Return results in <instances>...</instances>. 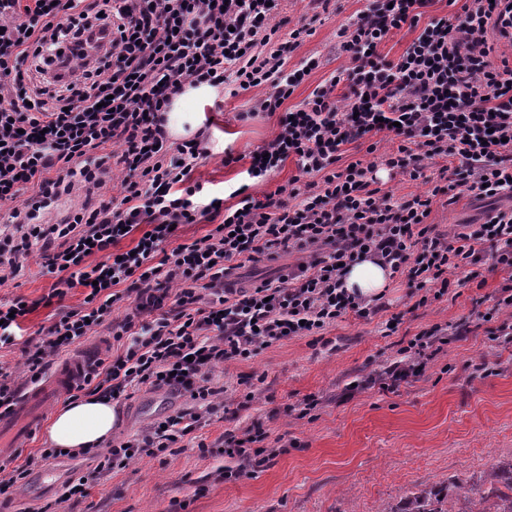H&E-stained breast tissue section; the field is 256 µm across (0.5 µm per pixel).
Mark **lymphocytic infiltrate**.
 Listing matches in <instances>:
<instances>
[{"instance_id":"f902f5d3","label":"lymphocytic infiltrate","mask_w":512,"mask_h":512,"mask_svg":"<svg viewBox=\"0 0 512 512\" xmlns=\"http://www.w3.org/2000/svg\"><path fill=\"white\" fill-rule=\"evenodd\" d=\"M278 0H0V268L39 253L58 280L40 302L0 304V347L14 344L37 306L85 288L82 304L58 314L26 341V380L39 382L60 354L75 351L112 310L134 311L112 339L115 353L85 378L93 393L130 398L143 386L186 393L192 408L110 446L84 483L174 447L213 412L223 388L212 373L230 361L313 336L347 314L382 306L347 292L344 266L374 255L418 292L447 294L452 276L479 263L485 247L512 275V208L482 224L440 232L428 217L435 197L459 190L477 199L512 197V0H463L454 15L425 17L431 0H371L345 25L347 63L291 111L284 103L316 70L289 58L314 33L303 24L280 36ZM418 35L394 60L379 51L404 27ZM267 86L249 116L278 114L279 130L251 155L249 176L264 178L295 160L304 186L287 198L242 195L232 206L202 198L191 179L209 154L204 134L181 141L166 130L172 98L186 85ZM397 139L379 162L343 163L346 146L369 134ZM452 159L446 185L396 200L377 171L413 180L427 163ZM118 179L119 196L95 198ZM88 195L57 224L42 216L75 187ZM212 222L207 234L173 250L177 227ZM140 230L132 250L127 232ZM296 253L286 274L250 288L225 277L232 263ZM444 342L442 326L422 330L400 361L367 385L397 392ZM257 426L225 431L238 473L271 458Z\"/></svg>"}]
</instances>
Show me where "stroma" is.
Masks as SVG:
<instances>
[{
    "label": "stroma",
    "instance_id": "obj_1",
    "mask_svg": "<svg viewBox=\"0 0 512 512\" xmlns=\"http://www.w3.org/2000/svg\"><path fill=\"white\" fill-rule=\"evenodd\" d=\"M369 0H281L280 17L289 25L313 20L315 32L293 53L297 67L316 57L321 64L296 88L288 106L304 101L315 86L347 59L338 49L339 30L364 10ZM264 87L231 94L222 90L205 109L209 136L223 139L222 152L192 173L193 180L223 190L233 205V190L246 187L260 197L289 192L298 174L294 160L264 181L249 178L252 152L278 131L277 116L240 121ZM235 161L225 164V152ZM493 202L474 201L463 193L455 201L434 198L429 223L445 232L454 224H480ZM468 283L450 285L444 297L416 305L407 278L391 276L384 309L368 319L347 315L315 336H302L263 351L247 362L230 361L213 373L223 387L225 404L243 391L240 378H259V395L239 411L234 425L261 426L267 446L278 453L256 476L226 479L235 460L225 457L217 441L229 425L216 411L180 446L146 457L129 468L108 473L87 489L85 497L63 504L61 512H380L422 484L460 483L459 495L497 461L512 456V343L497 344L484 334L481 314L492 311L504 284L491 257L473 268ZM56 280L37 257L22 262L20 272L0 271V302L28 301L46 295ZM83 289L39 307L23 324L22 341L0 349V370L21 373L24 339L36 336L62 309L78 306ZM400 317L396 332L386 323ZM460 327L449 337L424 373L397 393L367 388L372 371L399 358L398 351L421 330L433 325ZM320 404L306 416L295 407L308 396ZM179 392L144 387L115 406L113 441L140 434L153 422L189 408Z\"/></svg>",
    "mask_w": 512,
    "mask_h": 512
}]
</instances>
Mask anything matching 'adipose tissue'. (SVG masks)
Listing matches in <instances>:
<instances>
[{"label":"adipose tissue","instance_id":"1","mask_svg":"<svg viewBox=\"0 0 512 512\" xmlns=\"http://www.w3.org/2000/svg\"><path fill=\"white\" fill-rule=\"evenodd\" d=\"M217 94V88L207 84L185 86L182 93L173 97L169 108L166 128L170 137L175 140L193 137L204 105ZM389 275V267L368 256L347 268L343 283L349 293L370 300L383 293ZM115 420L111 400L97 395L82 396L53 414L47 437L54 447L79 452L111 438Z\"/></svg>","mask_w":512,"mask_h":512}]
</instances>
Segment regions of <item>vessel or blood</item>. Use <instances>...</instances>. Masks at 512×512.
<instances>
[{"label":"vessel or blood","instance_id":"b4317fda","mask_svg":"<svg viewBox=\"0 0 512 512\" xmlns=\"http://www.w3.org/2000/svg\"><path fill=\"white\" fill-rule=\"evenodd\" d=\"M96 358L97 350L93 347L70 355L47 379L32 385L11 410L0 408V459L15 454L22 429H33L42 408L79 383Z\"/></svg>","mask_w":512,"mask_h":512}]
</instances>
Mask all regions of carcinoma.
<instances>
[{
  "label": "carcinoma",
  "mask_w": 512,
  "mask_h": 512,
  "mask_svg": "<svg viewBox=\"0 0 512 512\" xmlns=\"http://www.w3.org/2000/svg\"><path fill=\"white\" fill-rule=\"evenodd\" d=\"M452 487L418 488L401 505L382 512H512V460L498 463L487 486L476 488L472 497L455 498Z\"/></svg>",
  "instance_id": "obj_1"
}]
</instances>
